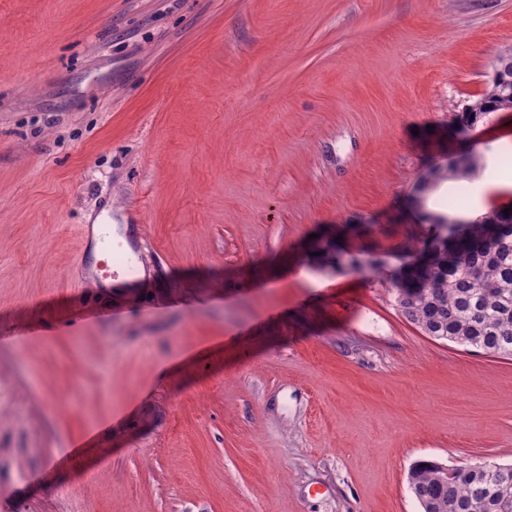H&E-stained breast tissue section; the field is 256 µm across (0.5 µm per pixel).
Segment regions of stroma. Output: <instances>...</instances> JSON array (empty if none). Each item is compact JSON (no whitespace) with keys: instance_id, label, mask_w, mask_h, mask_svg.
<instances>
[{"instance_id":"1","label":"stroma","mask_w":512,"mask_h":512,"mask_svg":"<svg viewBox=\"0 0 512 512\" xmlns=\"http://www.w3.org/2000/svg\"><path fill=\"white\" fill-rule=\"evenodd\" d=\"M512 0H0V512H420L408 473L512 464V359L385 279L434 163L512 209V113L456 131ZM144 205L94 291L80 229Z\"/></svg>"}]
</instances>
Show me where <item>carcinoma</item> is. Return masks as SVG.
<instances>
[{
  "label": "carcinoma",
  "instance_id": "cac0c4a2",
  "mask_svg": "<svg viewBox=\"0 0 512 512\" xmlns=\"http://www.w3.org/2000/svg\"><path fill=\"white\" fill-rule=\"evenodd\" d=\"M479 164L461 158L430 166L414 188L412 204L425 207L443 184H457L447 213H427L425 232L405 244L404 257L417 263L388 268L371 258L344 262L336 243L321 248V265H350L371 277L387 275L398 311L426 335L464 348L512 358V219L500 224H448L459 200V183ZM409 474L411 491L425 512H512V465L491 462L459 466L443 477L439 463L422 460Z\"/></svg>",
  "mask_w": 512,
  "mask_h": 512
}]
</instances>
